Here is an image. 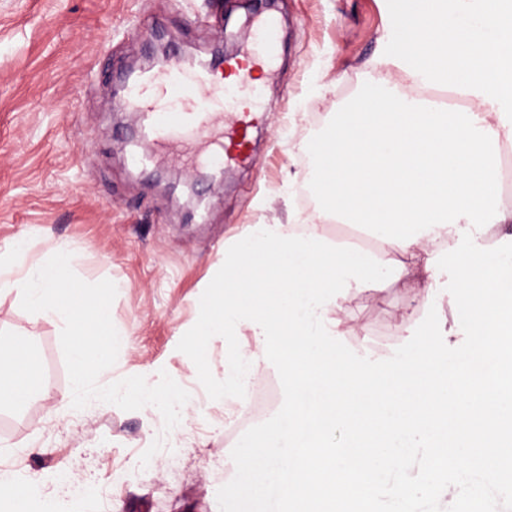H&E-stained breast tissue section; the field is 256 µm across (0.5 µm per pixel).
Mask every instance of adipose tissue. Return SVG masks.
I'll list each match as a JSON object with an SVG mask.
<instances>
[{
	"instance_id": "ef3b65f1",
	"label": "adipose tissue",
	"mask_w": 512,
	"mask_h": 512,
	"mask_svg": "<svg viewBox=\"0 0 512 512\" xmlns=\"http://www.w3.org/2000/svg\"><path fill=\"white\" fill-rule=\"evenodd\" d=\"M408 22L383 57L400 75L369 77L336 123L311 144L310 182L320 204L303 233L348 227L374 255L403 265L416 299L435 285L429 258L451 247L459 226L483 243L487 225L512 224L503 200V156L512 152V0H393ZM447 85L471 110L436 105L424 87ZM33 362L24 344L0 357V407L30 392Z\"/></svg>"
}]
</instances>
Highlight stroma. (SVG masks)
<instances>
[{
	"label": "stroma",
	"instance_id": "obj_1",
	"mask_svg": "<svg viewBox=\"0 0 512 512\" xmlns=\"http://www.w3.org/2000/svg\"><path fill=\"white\" fill-rule=\"evenodd\" d=\"M274 4L281 57L256 87L269 118L260 160L225 170L223 184L199 185L193 207L184 182L195 167L161 155L129 168L137 118L114 110V78L152 52L142 33L155 24L171 58L208 63L235 52L249 42L254 0H0V249L23 239L24 269L67 251L82 280L118 283L110 316L131 343L100 384L144 375L153 385L164 371L190 394L169 431L152 406L72 409L62 321L24 311L16 293L0 294V344L25 343L48 374L47 393L0 409V468L41 480L26 512H219L217 491L235 475V441L225 433L232 408L199 397L196 367L177 344L196 323L225 251L251 225L290 226L309 214L296 187L313 137L392 49L388 0ZM339 304L360 328L345 345L373 359L407 342V317L427 314L391 280L350 290ZM166 444L178 468H166ZM124 467L137 478L113 488ZM66 474L109 490L108 499L64 497Z\"/></svg>",
	"mask_w": 512,
	"mask_h": 512
}]
</instances>
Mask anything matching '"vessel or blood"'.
<instances>
[{
  "label": "vessel or blood",
  "mask_w": 512,
  "mask_h": 512,
  "mask_svg": "<svg viewBox=\"0 0 512 512\" xmlns=\"http://www.w3.org/2000/svg\"><path fill=\"white\" fill-rule=\"evenodd\" d=\"M256 27L258 41L221 59L217 70L173 67L128 86L125 104L150 128L156 150L186 148L199 164L251 160L248 130L256 121L253 73L274 54L277 20L265 14Z\"/></svg>",
  "instance_id": "1"
}]
</instances>
